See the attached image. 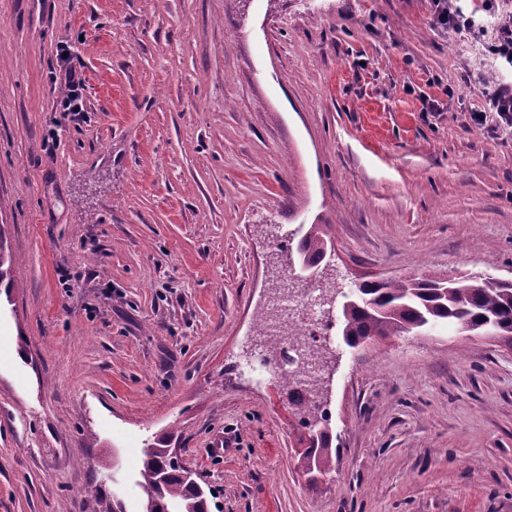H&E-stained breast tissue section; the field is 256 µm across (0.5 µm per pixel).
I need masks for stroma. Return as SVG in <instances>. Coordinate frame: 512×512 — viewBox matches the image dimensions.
<instances>
[{"label":"stroma","mask_w":512,"mask_h":512,"mask_svg":"<svg viewBox=\"0 0 512 512\" xmlns=\"http://www.w3.org/2000/svg\"><path fill=\"white\" fill-rule=\"evenodd\" d=\"M433 0H0V512H142L172 432L209 512H512V347L439 325L341 347L335 469L237 369L281 227L330 224L327 287L512 279V68ZM86 115L60 112L61 50ZM486 121H478V114ZM488 112H495L499 127L512 128V81H500L489 94Z\"/></svg>","instance_id":"obj_1"}]
</instances>
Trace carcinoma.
<instances>
[{"instance_id": "cac0c4a2", "label": "carcinoma", "mask_w": 512, "mask_h": 512, "mask_svg": "<svg viewBox=\"0 0 512 512\" xmlns=\"http://www.w3.org/2000/svg\"><path fill=\"white\" fill-rule=\"evenodd\" d=\"M334 248L333 225L310 224L298 240V260L316 269ZM341 313L344 344L356 349L363 343L446 323L461 332L512 336V281L486 275L433 274L415 278L367 281L354 295H343ZM305 425L317 432L316 442L303 454L304 467L321 475L332 471V431L328 419ZM172 434L153 437L143 448L137 484L144 512H207L210 488L197 481L168 448ZM98 512H124L95 484L87 488Z\"/></svg>"}]
</instances>
